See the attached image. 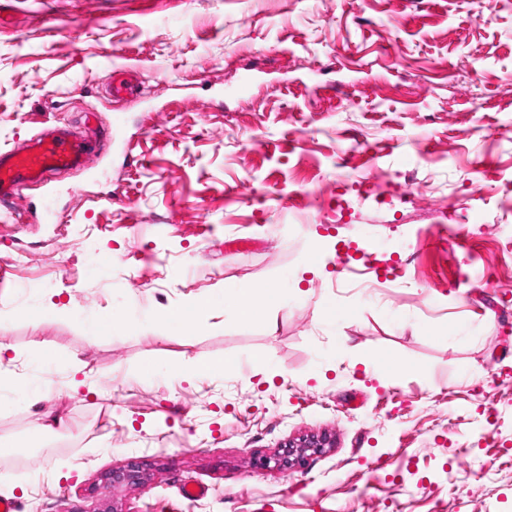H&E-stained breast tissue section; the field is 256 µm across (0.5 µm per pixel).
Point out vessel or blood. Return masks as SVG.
<instances>
[{
    "instance_id": "obj_1",
    "label": "vessel or blood",
    "mask_w": 512,
    "mask_h": 512,
    "mask_svg": "<svg viewBox=\"0 0 512 512\" xmlns=\"http://www.w3.org/2000/svg\"><path fill=\"white\" fill-rule=\"evenodd\" d=\"M88 142L76 131L46 132L23 149L0 150V205L11 206L18 190L46 182L51 173L83 164Z\"/></svg>"
}]
</instances>
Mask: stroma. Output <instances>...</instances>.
Segmentation results:
<instances>
[{
  "mask_svg": "<svg viewBox=\"0 0 512 512\" xmlns=\"http://www.w3.org/2000/svg\"><path fill=\"white\" fill-rule=\"evenodd\" d=\"M11 15L0 149L54 127L93 128L96 147L0 222V344L26 383L0 384V441L24 443L0 457V499L512 512V0H13ZM114 65L138 70L139 95L107 94ZM484 170L494 192L465 199ZM268 284L265 318L225 309ZM202 295L194 321H166ZM187 358L226 369L176 373ZM49 412L60 432H41ZM312 437L328 445L305 465L275 464ZM130 461L148 483L107 488ZM193 483L208 492L189 502Z\"/></svg>",
  "mask_w": 512,
  "mask_h": 512,
  "instance_id": "35a3bbf8",
  "label": "stroma"
}]
</instances>
